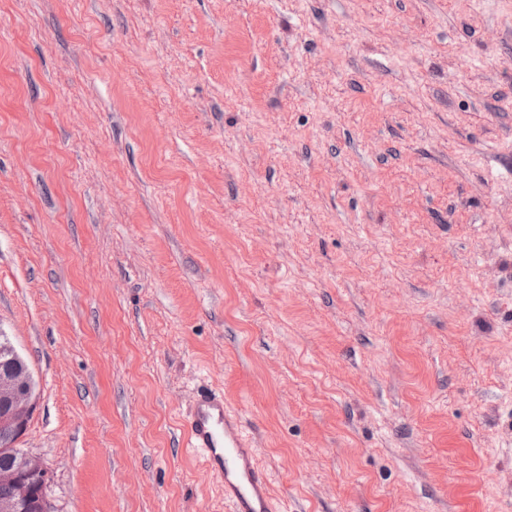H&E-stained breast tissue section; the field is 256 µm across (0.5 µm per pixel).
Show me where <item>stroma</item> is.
I'll list each match as a JSON object with an SVG mask.
<instances>
[{
    "mask_svg": "<svg viewBox=\"0 0 512 512\" xmlns=\"http://www.w3.org/2000/svg\"><path fill=\"white\" fill-rule=\"evenodd\" d=\"M0 332L54 512H512V0H0ZM185 447L224 485L231 512H275L269 474L257 462L255 448L224 395L201 392L184 429Z\"/></svg>",
    "mask_w": 512,
    "mask_h": 512,
    "instance_id": "stroma-1",
    "label": "stroma"
}]
</instances>
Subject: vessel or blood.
<instances>
[{
    "label": "vessel or blood",
    "mask_w": 512,
    "mask_h": 512,
    "mask_svg": "<svg viewBox=\"0 0 512 512\" xmlns=\"http://www.w3.org/2000/svg\"><path fill=\"white\" fill-rule=\"evenodd\" d=\"M185 445L224 486L231 512H276L268 473L238 416L223 395L208 391L195 399L184 429Z\"/></svg>",
    "instance_id": "1"
}]
</instances>
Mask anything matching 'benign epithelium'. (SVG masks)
Returning a JSON list of instances; mask_svg holds the SVG:
<instances>
[{
	"instance_id": "benign-epithelium-1",
	"label": "benign epithelium",
	"mask_w": 512,
	"mask_h": 512,
	"mask_svg": "<svg viewBox=\"0 0 512 512\" xmlns=\"http://www.w3.org/2000/svg\"><path fill=\"white\" fill-rule=\"evenodd\" d=\"M8 359L0 367V453L10 463L0 467V484L12 495L0 500V512H52L51 476L41 459L18 447L37 405L36 383L28 364Z\"/></svg>"
}]
</instances>
